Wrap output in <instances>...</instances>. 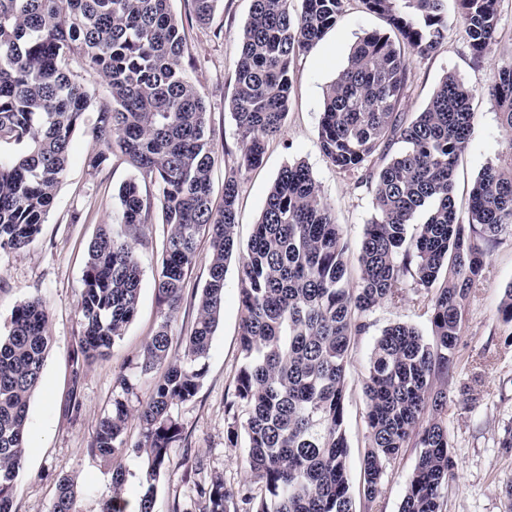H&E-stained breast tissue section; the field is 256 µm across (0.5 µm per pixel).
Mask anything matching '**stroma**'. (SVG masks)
Instances as JSON below:
<instances>
[{
    "label": "stroma",
    "instance_id": "obj_1",
    "mask_svg": "<svg viewBox=\"0 0 512 512\" xmlns=\"http://www.w3.org/2000/svg\"><path fill=\"white\" fill-rule=\"evenodd\" d=\"M251 0H220L207 24L191 21L190 0H171L185 32L183 65L200 92L217 145L212 171V203L221 207L224 177L241 152L239 137L224 103L233 89L238 34L246 22ZM383 18L366 10L362 0H345L333 28L307 54L291 65L292 88L282 131L271 138L261 164L239 181L236 238L247 245L263 209L270 186L281 169L301 162L320 185L336 211L350 242L363 235L373 213L372 195L355 187L349 175L324 156L319 125L327 87L342 68L357 37L387 31ZM222 38H215V31ZM409 90L401 104L406 116L427 105L446 72H456L474 90L476 122L456 168L455 205L466 215L470 187L488 164L504 157L505 132L491 87L498 67L512 63V0H502L495 39L482 62H474L467 39L456 21L448 37L432 53L410 55ZM93 146L90 127L74 136L66 175L35 241L26 249L0 254V332H6L14 308L38 297L49 312L52 347L39 388L31 398L25 463L17 478L15 512H50L62 476L75 477L78 512H97L98 503L112 493V459L91 454L89 446L100 420L112 408L114 380L131 373L163 312L154 280L161 266L166 227L160 219L141 226L133 246L143 270L137 311L125 333L102 359L76 366L73 357L82 333L78 302L90 241L101 225L124 231L119 188L138 174L120 151L106 164L89 167ZM210 239L200 234L196 261L184 284L182 300L172 321L170 359H179L194 324L197 302L208 277ZM238 256H231L225 275L224 306L215 330L206 371L196 396L174 406L184 441L170 450L171 467L156 484L155 512H171L180 503L188 512H202L197 487L221 477L227 491H237L247 477L243 447L231 446L224 412L232 398L242 366ZM512 284V236L504 235L487 259L485 270L466 302L451 376L436 388L448 394L449 454L455 476L445 492L446 512H512V448L500 445L512 430V323L499 308ZM425 291L406 281L402 295L377 306L368 316L365 333L352 339L346 370L345 430L354 512H399L419 451L406 448L387 469L378 493L366 499L361 465L369 442L364 384L369 356L377 336L388 325L405 322L430 335L431 324L418 303ZM470 386L471 399L462 403L459 391Z\"/></svg>",
    "mask_w": 512,
    "mask_h": 512
}]
</instances>
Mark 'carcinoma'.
Listing matches in <instances>:
<instances>
[{
    "label": "carcinoma",
    "mask_w": 512,
    "mask_h": 512,
    "mask_svg": "<svg viewBox=\"0 0 512 512\" xmlns=\"http://www.w3.org/2000/svg\"><path fill=\"white\" fill-rule=\"evenodd\" d=\"M191 17L209 22L220 0H190ZM344 0H252L239 34L234 92L227 107L241 138L236 168L224 178L215 210L211 171L217 151L206 107L183 66L182 21L170 0H0V253L35 240L53 206L75 132L91 103L71 78V52L108 80L112 97L96 106L89 163L100 167L120 150L158 188L157 203L137 181L119 190L125 235L103 227L88 248L79 303L83 334L74 359L90 363L124 335L139 301L142 269L128 237L166 225L155 279L167 307L134 366L115 378L112 412L89 451L142 459L145 479L129 510L127 471H112V496L100 512H154L155 482L169 469V450L183 440L177 403L192 400L224 304L226 263L240 252L243 364L225 405L227 439L246 438L249 474L232 493L221 478L198 490L203 512H353L348 443L343 429L345 371L364 318L400 297L413 279L431 294L432 338L408 323L375 340L365 387L369 446L362 489L375 497L386 466L410 445L420 449L400 512H445L453 478L446 394L434 387L454 368L462 307L503 234L512 235V63L498 69L491 93L506 133L503 166L484 168L470 193L467 220L453 196L459 155L475 126L473 89L456 73L441 78L423 111L408 124L398 113L409 79L401 45L427 55L448 35L447 0H362L391 32H367L328 86L319 144L326 158L372 194L373 214L358 245L360 276L349 282L350 244L333 206L304 164L274 180L245 249L235 236L239 177L262 161L281 131L295 58L336 24ZM473 58L494 39L501 0H454ZM211 239L209 279L197 304L181 359L168 360L171 318L196 257L200 230ZM51 343L39 298L17 306L0 334V512H13L22 469L30 399ZM151 400L128 405L136 382L161 366ZM136 416L141 439L128 444ZM77 482L60 479L51 512H77Z\"/></svg>",
    "instance_id": "obj_1"
}]
</instances>
